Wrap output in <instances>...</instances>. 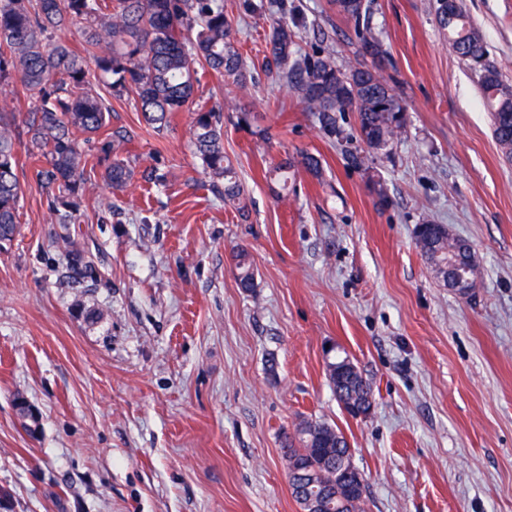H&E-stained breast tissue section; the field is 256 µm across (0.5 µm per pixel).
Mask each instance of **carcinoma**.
<instances>
[{"instance_id": "carcinoma-1", "label": "carcinoma", "mask_w": 512, "mask_h": 512, "mask_svg": "<svg viewBox=\"0 0 512 512\" xmlns=\"http://www.w3.org/2000/svg\"><path fill=\"white\" fill-rule=\"evenodd\" d=\"M336 12L354 23L362 55L372 65L340 67L333 52L316 47L295 51L304 17L288 13L286 0L255 5L256 14L277 13L270 52L282 85L297 92L328 136L338 133L337 116L355 112L366 146L389 151L407 121L406 107L382 73L386 56L372 24L373 0H334ZM436 17L451 51L479 74L491 110L492 132L501 154L512 160V96L499 70L488 61L480 32L463 4L438 3ZM75 20L85 23L81 47H71L61 32ZM94 62L104 92L92 90L88 63ZM243 55L233 40V24L224 0H0V81L17 77L27 93L24 112L0 104V251L8 250L17 232L22 186L17 140L26 128V156L36 180L49 197L50 210L76 207L86 188L104 168L103 179L121 189L132 178L118 157L122 138H97L109 122L110 98L133 97L144 121L156 132L172 127L175 113L192 110L189 140L224 205L244 210L243 188L224 157V109L239 113L249 127L255 115L235 104L195 102L201 73L210 70L236 81L243 77ZM85 139H78V135ZM416 247L444 279L448 269L470 267L472 252L448 225L427 220L416 226ZM69 278L80 282L95 268L74 241L67 250ZM238 284L255 287L249 255L235 252ZM329 382L339 402L354 418L367 414L373 390L348 360L328 364ZM283 453L291 471L289 484L297 502L321 494L335 496L337 512H364L366 489L352 494L339 482L337 466L351 459L344 435L329 423L307 420L286 437Z\"/></svg>"}]
</instances>
